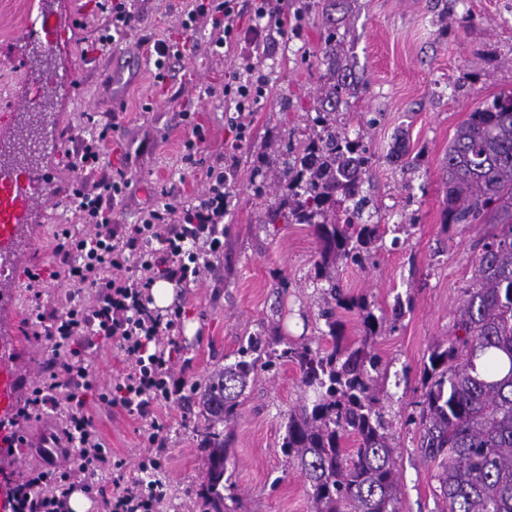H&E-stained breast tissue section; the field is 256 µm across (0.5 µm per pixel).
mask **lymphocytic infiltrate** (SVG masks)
I'll use <instances>...</instances> for the list:
<instances>
[{
  "mask_svg": "<svg viewBox=\"0 0 512 512\" xmlns=\"http://www.w3.org/2000/svg\"><path fill=\"white\" fill-rule=\"evenodd\" d=\"M210 12L224 16V34L217 38L216 47L232 46L239 33L233 0H195L184 28ZM257 70V63H250L246 74L229 75L224 82V101L236 114L252 112L265 93ZM210 180L207 193L197 202L149 211L123 241L116 239L110 224L112 203L125 195L129 185L125 173L102 183L99 191H77L79 216L95 225L96 231L90 236L64 234L57 244L64 257L60 273L74 284L95 288L96 294L92 302L70 305L56 320L50 335L61 370L44 376L28 393L23 416L40 417L60 401L76 402L78 390H94L84 360L70 342L78 336H95L116 342L128 357L115 392L99 393V400L138 414L147 423L148 438H155L160 425L154 408L170 402L186 381L174 375L172 332L181 310L175 307L158 313L150 306V291L160 278L186 287L200 274L203 261L221 249L219 226L228 194L223 172L212 171ZM202 237L207 248L187 249V241ZM149 239L154 248L141 251L136 268H129L128 249L136 241ZM50 440L58 449L70 445L73 464L63 467L47 459L43 468L14 484L12 512H70L69 501L77 491L97 503L99 512H158L160 494L153 487L126 480L124 461L106 450L91 418L69 413L60 434L51 435Z\"/></svg>",
  "mask_w": 512,
  "mask_h": 512,
  "instance_id": "lymphocytic-infiltrate-1",
  "label": "lymphocytic infiltrate"
}]
</instances>
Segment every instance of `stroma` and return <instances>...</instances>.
<instances>
[{"instance_id": "stroma-1", "label": "stroma", "mask_w": 512, "mask_h": 512, "mask_svg": "<svg viewBox=\"0 0 512 512\" xmlns=\"http://www.w3.org/2000/svg\"><path fill=\"white\" fill-rule=\"evenodd\" d=\"M129 27L99 44L111 19V0H0V165L33 188L36 203L10 244L0 248L8 267L0 277V349L10 354L17 393L56 370L44 331L76 302L94 297L52 272L61 259L56 234L94 233L81 223L74 192L94 189L116 169L131 183L112 207L113 230L125 233L147 210L203 195L207 173L229 177L224 249L199 278L173 291L182 316L173 331L176 371L187 385L155 408L161 432L148 443L138 415L98 402L114 389L123 354L111 344L77 337L97 389L84 406L126 474L168 488L161 512H208L197 491L205 479L201 451L205 417L199 397L211 374L234 362L250 336L325 348L320 293L312 285L320 242L307 224H269L267 206L281 192L269 181L254 197L255 166L280 157L270 148L311 123L309 107L323 85L314 54L324 20L317 0H271L284 12L287 38L256 37L248 0H237L239 44L215 48L220 32L211 17L182 22L191 0H133ZM363 90L345 98L336 120L349 136L363 135L375 155L364 191L375 207L372 223L401 224L387 233L372 264L339 267L346 294L375 314L391 313L396 299L411 300L395 330L383 331L375 350L389 374L386 402L397 448L401 512H437L433 469L420 457L419 432L406 417L422 394L433 346L453 336L464 290L488 227L443 222L444 158L457 127L483 100L512 92V0H358L345 29ZM163 41L172 56L157 71L150 43ZM259 53L267 90L238 140L224 109V77ZM98 139V168L81 167L80 141ZM403 140L407 156L392 154ZM44 277L33 296L29 273ZM300 395L293 364L258 370L239 399L231 422L224 512H310L298 469L281 452L289 410ZM161 466L142 471L143 455Z\"/></svg>"}]
</instances>
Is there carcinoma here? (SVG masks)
<instances>
[{"label":"carcinoma","instance_id":"carcinoma-1","mask_svg":"<svg viewBox=\"0 0 512 512\" xmlns=\"http://www.w3.org/2000/svg\"><path fill=\"white\" fill-rule=\"evenodd\" d=\"M357 0H319L325 15L316 54L325 67L313 101L310 133L300 151L286 144L280 181L286 191L267 207L265 223L308 224L320 241L314 262L331 347L313 349L281 339L248 338L236 360L212 374L202 402L206 482L197 495L224 512L230 456L219 424L234 420L239 398L260 368L292 362L301 395L288 413L281 452L304 478L311 512H400L395 452L383 406L385 374L372 342L386 319L344 294L336 269L371 263L381 225L364 218L371 199L364 175L372 154L361 138L336 129L341 97L358 94L338 30L336 6ZM447 224H486L472 285L455 317L453 338L437 343L423 374L418 451L435 471L440 512H512V93L481 103L457 129L444 160ZM360 309L359 346L343 336L340 309ZM356 447H344L346 438Z\"/></svg>","mask_w":512,"mask_h":512}]
</instances>
